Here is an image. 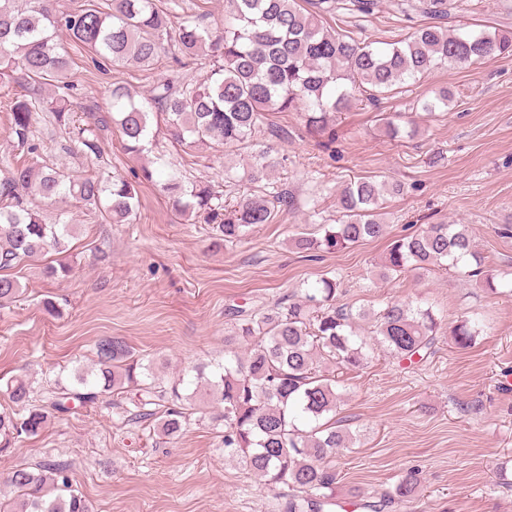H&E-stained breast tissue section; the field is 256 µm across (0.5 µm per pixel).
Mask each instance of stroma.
Segmentation results:
<instances>
[{
    "instance_id": "1",
    "label": "stroma",
    "mask_w": 512,
    "mask_h": 512,
    "mask_svg": "<svg viewBox=\"0 0 512 512\" xmlns=\"http://www.w3.org/2000/svg\"><path fill=\"white\" fill-rule=\"evenodd\" d=\"M370 14L346 16L355 39L392 40L428 24L401 0H379ZM173 22L224 24V0H163ZM450 25L488 24L512 31V0H451ZM72 100L83 124L105 111L113 85L135 98L158 81L173 88L202 80L208 57L179 69L166 49L154 65L99 68L88 52L69 42ZM452 85L455 98L435 117L417 115L418 135L393 139L376 123L377 112H410L418 101ZM0 92V162L20 159L42 167L101 177L129 175L140 160L123 149L115 128L97 131L99 157L74 148L75 136L45 113L34 121L37 154L13 146L9 114ZM282 138L261 135L275 166L255 185L224 182L225 168L241 170L238 153L218 147L171 146L157 137L167 163L187 181L210 182L226 199L244 190L293 195L296 205L259 225L242 241L217 245L205 224L180 221L159 187L139 188L140 217L108 224L70 200L43 203L48 219L76 224L68 277L43 275V260L13 269L24 288L16 302L0 306V406L7 380L23 378L33 389L53 380L71 383L90 369L103 336L122 339L135 357L155 363L160 383L182 369L224 357V338L237 312L272 306L304 282L334 272L341 304L381 308L389 300L426 298L441 320L431 354L399 360L375 352L367 367L344 372L346 396L336 413L361 443L336 458L343 498L390 490L401 473H420L417 496L401 512H512V295L491 294L452 270L411 271L382 279L376 265L390 238L428 224H464L492 267L512 272V56L464 70H440L382 101L360 102L338 114L336 141L318 146L295 112H273ZM441 164H433L434 154ZM376 177L406 186L388 198L385 238L357 243L312 259L293 244L298 235L336 221V195L349 181ZM51 295L58 315L44 312ZM475 315L481 330L459 349L450 332ZM216 410L198 403L180 436L167 438L152 423L126 424L111 399L50 418L37 437L0 454V496L10 497L15 469L49 460L65 462L74 488L93 512H280L279 491L264 485L225 456L212 425Z\"/></svg>"
}]
</instances>
